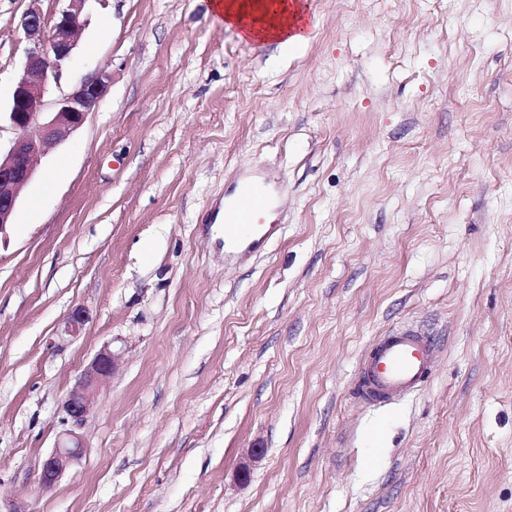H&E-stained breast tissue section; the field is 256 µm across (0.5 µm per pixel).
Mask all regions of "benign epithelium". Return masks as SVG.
Returning <instances> with one entry per match:
<instances>
[{"instance_id": "7a95c632", "label": "benign epithelium", "mask_w": 512, "mask_h": 512, "mask_svg": "<svg viewBox=\"0 0 512 512\" xmlns=\"http://www.w3.org/2000/svg\"><path fill=\"white\" fill-rule=\"evenodd\" d=\"M65 2L66 6L55 15V26L61 30L58 36L38 37L46 26V19L34 7L21 19V27L33 40L26 49L25 63L7 112L15 138L8 151L0 153V241L7 238L20 195L33 179L38 159L82 126L108 88L109 75L99 72L56 99L53 111H44L48 89L60 82L77 47L88 0ZM88 320L85 309L76 307L65 319V331L74 337ZM116 365L117 358L112 350L102 349L67 394L63 411L72 428L61 435L55 450L42 462V486H53L80 458L84 441L79 428L91 413L98 391L112 376Z\"/></svg>"}]
</instances>
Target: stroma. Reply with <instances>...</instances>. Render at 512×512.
<instances>
[{
  "instance_id": "1",
  "label": "stroma",
  "mask_w": 512,
  "mask_h": 512,
  "mask_svg": "<svg viewBox=\"0 0 512 512\" xmlns=\"http://www.w3.org/2000/svg\"><path fill=\"white\" fill-rule=\"evenodd\" d=\"M302 2L284 54L208 0H88L45 101L109 89L0 242V512H512V0ZM34 6L62 3L0 0L1 114ZM255 173L280 231L228 261L215 220ZM401 326L432 377L361 403ZM106 347L84 454L42 488Z\"/></svg>"
}]
</instances>
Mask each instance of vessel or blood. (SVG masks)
I'll use <instances>...</instances> for the list:
<instances>
[{
  "instance_id": "obj_1",
  "label": "vessel or blood",
  "mask_w": 512,
  "mask_h": 512,
  "mask_svg": "<svg viewBox=\"0 0 512 512\" xmlns=\"http://www.w3.org/2000/svg\"><path fill=\"white\" fill-rule=\"evenodd\" d=\"M274 198L254 176L238 178L224 200V251L230 258L262 251L277 234L269 222ZM431 337L405 328L379 337L361 360L357 395L367 405L388 403L423 385L434 365Z\"/></svg>"
}]
</instances>
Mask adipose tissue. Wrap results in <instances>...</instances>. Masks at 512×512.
<instances>
[{
    "label": "adipose tissue",
    "instance_id": "obj_1",
    "mask_svg": "<svg viewBox=\"0 0 512 512\" xmlns=\"http://www.w3.org/2000/svg\"><path fill=\"white\" fill-rule=\"evenodd\" d=\"M208 13L214 23L237 29L243 38L274 42L284 49L309 38L295 0H209Z\"/></svg>",
    "mask_w": 512,
    "mask_h": 512
}]
</instances>
